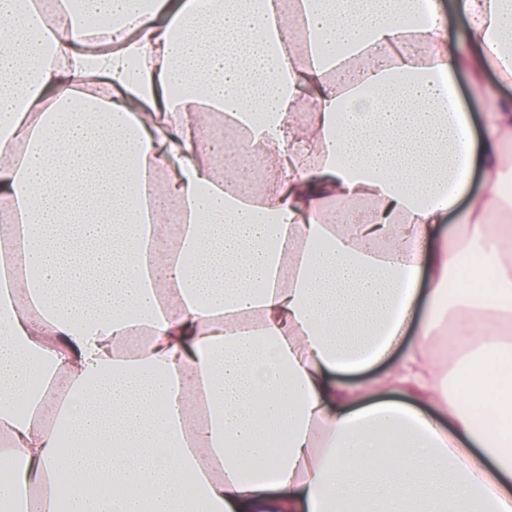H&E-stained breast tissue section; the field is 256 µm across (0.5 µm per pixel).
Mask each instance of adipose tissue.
<instances>
[{
    "mask_svg": "<svg viewBox=\"0 0 512 512\" xmlns=\"http://www.w3.org/2000/svg\"><path fill=\"white\" fill-rule=\"evenodd\" d=\"M456 7L453 38L435 0H0V512L59 483L93 512H512V100L480 82L512 79V0ZM453 320L448 391L422 347ZM190 395L221 417L187 430ZM458 90L464 108L471 114L473 123H479L481 105L472 96L471 93V78L467 74H461L458 78Z\"/></svg>",
    "mask_w": 512,
    "mask_h": 512,
    "instance_id": "adipose-tissue-1",
    "label": "adipose tissue"
}]
</instances>
